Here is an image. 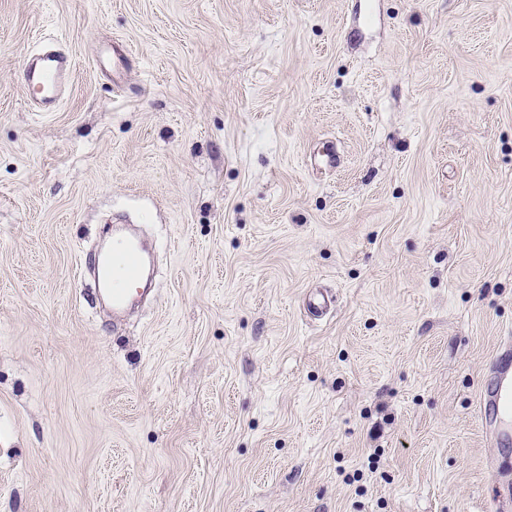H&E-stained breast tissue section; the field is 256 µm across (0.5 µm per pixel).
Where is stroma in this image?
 <instances>
[{
  "label": "stroma",
  "mask_w": 512,
  "mask_h": 512,
  "mask_svg": "<svg viewBox=\"0 0 512 512\" xmlns=\"http://www.w3.org/2000/svg\"><path fill=\"white\" fill-rule=\"evenodd\" d=\"M508 336L512 0H0V512H494ZM73 65L61 49L45 47L25 59L24 83L31 105L42 112L52 111L68 85ZM142 251L133 235L112 239V247L102 251L88 272L95 271L98 291L111 305L112 311L123 309L130 300L133 286L141 273ZM481 419L512 417V339L508 337L493 361V375L482 395Z\"/></svg>",
  "instance_id": "35a3bbf8"
}]
</instances>
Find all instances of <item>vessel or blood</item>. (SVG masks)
<instances>
[{"label":"vessel or blood","instance_id":"1","mask_svg":"<svg viewBox=\"0 0 512 512\" xmlns=\"http://www.w3.org/2000/svg\"><path fill=\"white\" fill-rule=\"evenodd\" d=\"M70 57L61 49L45 47L28 56L24 83L32 106L52 111L72 76ZM142 251L137 237L122 235L101 252L92 265L98 291L113 310L123 309L141 273ZM482 419L512 417V339L505 341L493 361V375L482 395Z\"/></svg>","mask_w":512,"mask_h":512}]
</instances>
